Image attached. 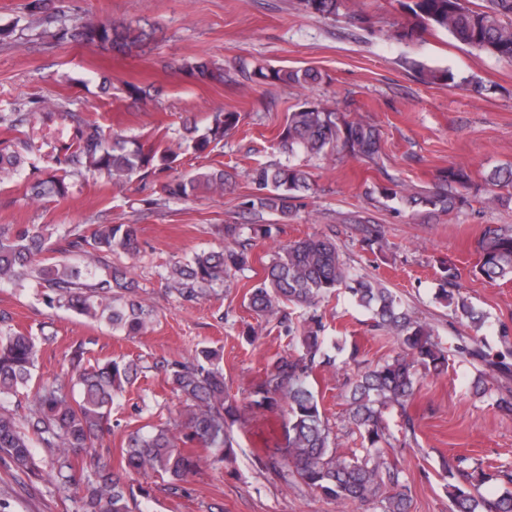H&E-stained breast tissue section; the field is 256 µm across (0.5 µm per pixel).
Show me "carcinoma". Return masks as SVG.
<instances>
[{
    "mask_svg": "<svg viewBox=\"0 0 512 512\" xmlns=\"http://www.w3.org/2000/svg\"><path fill=\"white\" fill-rule=\"evenodd\" d=\"M301 4L310 14L334 19L342 15L350 0H301ZM400 5L410 25L390 33L391 37L411 39L420 31L442 30L464 45L512 62V0H480L473 8L463 0H400ZM28 8L44 15L49 24L58 17L52 0H30ZM46 35L54 42L125 54L141 48L151 33L140 25L88 17ZM411 66L430 83L455 82V75L448 70L426 68L415 61ZM185 70L201 83L238 85L243 80L255 85H304L321 78L313 68L275 69L244 63L237 69L238 81L224 77V68L208 59L188 62ZM125 87L135 103L154 102L160 95L153 85L128 82ZM35 105L43 118L49 120L57 113L69 121V127L67 140L50 157L48 177L29 185L34 200L68 197L70 179L86 173L104 175L114 184L134 176L150 178L159 182L166 201L187 200L202 189L222 192L236 185L235 177L222 168L200 167L172 176L178 154L171 147L132 149L125 139L79 113L62 110L57 103L37 101ZM34 118L33 112H8L0 114V124L17 129ZM239 120L236 111L213 112L202 130L183 125L179 139L203 154L222 143ZM278 145L290 158H326L341 149L354 158L374 162L381 152V135L375 126L349 117L336 104L306 100L286 116ZM32 152L29 140L0 141V182L22 175ZM249 180L252 192L244 196L241 207L254 216L268 211L287 221L297 210L300 192L309 189L312 173L305 165L279 162L253 168ZM484 182L504 190L491 200L501 204L512 201V167L492 170ZM479 192L466 167L450 165L429 190L408 193L402 183L389 177L387 183L367 188L365 195L377 194L384 201L412 209L450 213L471 205V198ZM272 229L271 224L224 225V235L233 245L221 253L203 251L174 262L169 288L192 299L224 287L249 264V242L271 237ZM478 247L477 273L492 282H511L512 227L486 226ZM138 248L134 224H96L89 231L79 224L62 229L54 224H0V286L22 289L34 279L43 288L47 307L103 320L114 332L134 335L150 323L149 310L126 297L134 282L117 267L110 266L107 274L97 276L90 266L107 260L115 251L134 253ZM49 252L78 257L85 266L52 261L45 257ZM457 279L456 267L443 265L438 298L454 306L460 320L479 330L488 315L468 298L453 293ZM339 290L370 314L375 329L395 337L401 347L382 364H364L351 379L348 423L359 431L361 453L350 455L334 447L318 391L309 382L327 350L344 351L336 337L326 334L318 313L319 304ZM248 308L259 317L276 321L289 346V352L268 362L245 396L254 410L287 413L284 445L267 450L260 462L270 472L287 475L294 484L335 500L378 498L381 512H410L409 488L389 462L395 446L386 437L383 414L393 407L404 408L413 397L419 384L418 368L439 373L447 367L448 354L432 339L430 329L383 283L355 273L329 235L307 236L278 248L264 275L249 288ZM36 352L34 336L0 327V462L28 477H39L42 467H48V478L71 494L74 512H144L129 475L165 476L185 493L183 484L201 464L215 467L232 451L230 429L238 421L241 406L238 398L224 390V373L215 366L216 351L203 349L194 357L167 365L168 380L186 403L180 436L172 435L166 426L130 432L117 468L112 467L111 450L97 447V442L111 430L112 404L123 385L137 377V365L117 361L87 365L80 344L68 354L65 372L36 382L31 405L21 415L20 396L33 383ZM462 352L502 373L509 372L507 363L493 360L479 347H464ZM189 444L207 449L208 455L195 454L187 448ZM448 500L449 512H512V491L491 501L469 481L448 484Z\"/></svg>",
    "mask_w": 512,
    "mask_h": 512,
    "instance_id": "obj_1",
    "label": "carcinoma"
}]
</instances>
